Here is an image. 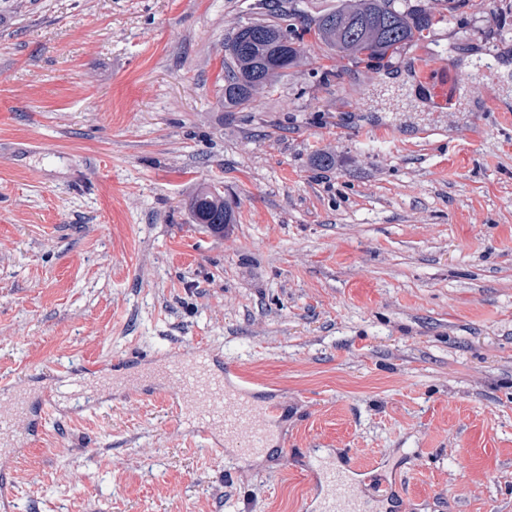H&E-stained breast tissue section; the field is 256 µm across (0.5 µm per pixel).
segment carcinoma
<instances>
[{"label": "carcinoma", "mask_w": 512, "mask_h": 512, "mask_svg": "<svg viewBox=\"0 0 512 512\" xmlns=\"http://www.w3.org/2000/svg\"><path fill=\"white\" fill-rule=\"evenodd\" d=\"M297 13L279 9L243 25L227 40L224 59V92L219 98L225 108L247 103L252 92L282 74L295 63L297 43L314 32L323 43L339 52L366 53L384 57L430 33L441 22L431 12L402 8L398 0H354V4L324 11L303 26L295 24ZM194 223L214 230L234 223L224 194L200 189L187 202Z\"/></svg>", "instance_id": "cac0c4a2"}]
</instances>
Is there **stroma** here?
Instances as JSON below:
<instances>
[{
    "label": "stroma",
    "mask_w": 512,
    "mask_h": 512,
    "mask_svg": "<svg viewBox=\"0 0 512 512\" xmlns=\"http://www.w3.org/2000/svg\"><path fill=\"white\" fill-rule=\"evenodd\" d=\"M407 2L428 37L307 34L226 112L259 0H0V378L56 399L0 450V512H314L344 448L393 488L373 512H512V0ZM204 184L223 231L185 206ZM133 353L236 366L269 447L216 460L174 377L79 397Z\"/></svg>",
    "instance_id": "obj_1"
}]
</instances>
